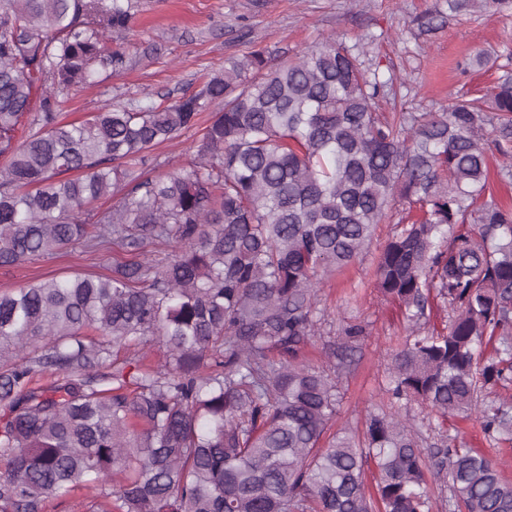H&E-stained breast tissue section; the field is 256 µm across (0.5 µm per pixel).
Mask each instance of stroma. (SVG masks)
<instances>
[{
  "label": "stroma",
  "mask_w": 512,
  "mask_h": 512,
  "mask_svg": "<svg viewBox=\"0 0 512 512\" xmlns=\"http://www.w3.org/2000/svg\"><path fill=\"white\" fill-rule=\"evenodd\" d=\"M446 9L445 0H135L130 28L119 42L123 69H103L97 86L70 96L62 117L80 120L103 104L147 97L167 103L197 90L204 75L223 71L228 60L252 48H266L281 61L331 35L365 47L380 80H399L396 92L379 97L381 111L440 113L457 94L484 95L503 71L512 70V10L463 12L446 16L435 28L424 27L428 14ZM480 51L490 63L471 66ZM202 134L197 126L155 148L144 170L162 176L181 167ZM394 231L393 220L379 224L366 255L324 277L317 295L327 325L307 345L304 359L322 366V347L339 339L344 322L364 325L366 334L351 354L354 366L337 382V427L359 434L369 413L407 414L423 448L444 437L453 445L481 449L512 481V442L490 443L476 422L444 417L418 403L398 407L387 394L391 356L408 335L397 302L381 296L374 277L378 255ZM111 264L108 253L81 259L59 253L0 266V291L75 273L104 274Z\"/></svg>",
  "instance_id": "obj_1"
}]
</instances>
